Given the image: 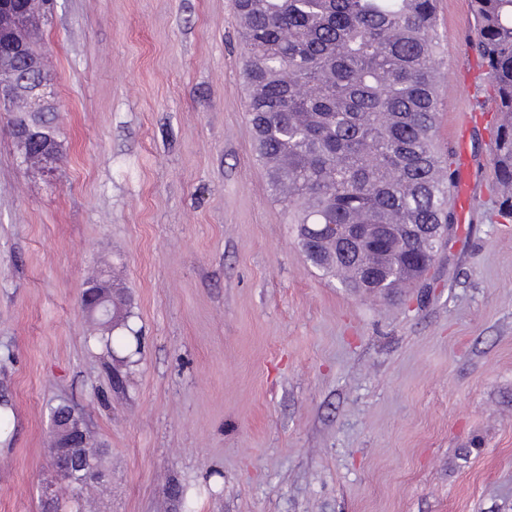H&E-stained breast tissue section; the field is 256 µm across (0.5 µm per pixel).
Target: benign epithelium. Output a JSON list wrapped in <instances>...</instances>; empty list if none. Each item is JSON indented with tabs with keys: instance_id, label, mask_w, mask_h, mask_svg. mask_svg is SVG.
Returning a JSON list of instances; mask_svg holds the SVG:
<instances>
[{
	"instance_id": "obj_1",
	"label": "benign epithelium",
	"mask_w": 512,
	"mask_h": 512,
	"mask_svg": "<svg viewBox=\"0 0 512 512\" xmlns=\"http://www.w3.org/2000/svg\"><path fill=\"white\" fill-rule=\"evenodd\" d=\"M44 16L39 0H23L18 8L10 0H0V35L10 34L13 29L25 25L31 31L41 29ZM5 52L19 58L25 70L38 74V80L20 78L0 65V111L16 115L17 121L11 127V136L18 145V158L21 166L34 168L48 181L56 178L64 151L44 130L29 119V115L54 106L53 83L46 76L44 58L28 52L23 42L3 40ZM117 289L112 282L95 275L86 283L83 310L101 318H108L112 311V294ZM52 428L55 433L56 448L53 452V469L58 477H63L72 465L85 458L83 443L84 423L75 411L59 406L52 414Z\"/></svg>"
}]
</instances>
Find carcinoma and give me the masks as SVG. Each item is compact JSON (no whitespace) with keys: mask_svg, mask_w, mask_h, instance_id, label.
Here are the masks:
<instances>
[{"mask_svg":"<svg viewBox=\"0 0 512 512\" xmlns=\"http://www.w3.org/2000/svg\"><path fill=\"white\" fill-rule=\"evenodd\" d=\"M469 41L495 113L489 124L495 216L512 222V0H470ZM255 152L288 207L307 260L348 288L379 297L418 280L448 223L456 171L435 148L442 54L435 0H235ZM315 224H334L325 233ZM350 224H383L375 244ZM130 311L89 337L113 350Z\"/></svg>","mask_w":512,"mask_h":512,"instance_id":"obj_1","label":"carcinoma"}]
</instances>
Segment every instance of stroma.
<instances>
[{"instance_id": "35a3bbf8", "label": "stroma", "mask_w": 512, "mask_h": 512, "mask_svg": "<svg viewBox=\"0 0 512 512\" xmlns=\"http://www.w3.org/2000/svg\"><path fill=\"white\" fill-rule=\"evenodd\" d=\"M468 4L437 0L443 158ZM239 28L234 0H56V183L0 113V512H40L61 404L103 451L94 512H512V223L485 121L477 200L426 276L342 287L256 157ZM97 270L129 302L124 363L85 339Z\"/></svg>"}]
</instances>
